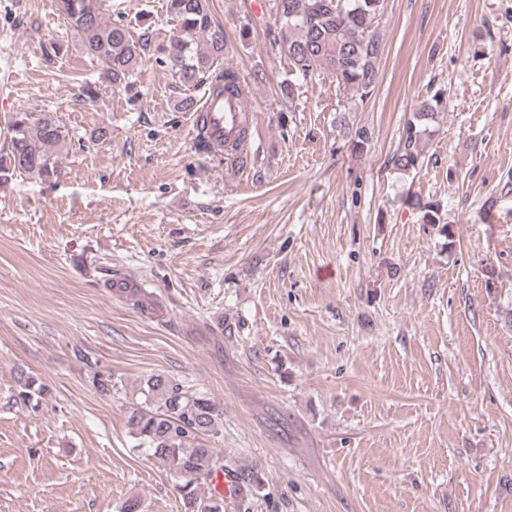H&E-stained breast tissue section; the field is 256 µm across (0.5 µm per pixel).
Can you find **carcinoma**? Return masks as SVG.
I'll list each match as a JSON object with an SVG mask.
<instances>
[{
  "label": "carcinoma",
  "instance_id": "cac0c4a2",
  "mask_svg": "<svg viewBox=\"0 0 512 512\" xmlns=\"http://www.w3.org/2000/svg\"><path fill=\"white\" fill-rule=\"evenodd\" d=\"M105 2L58 0V7L107 83L130 84L137 65L153 58L182 86L204 84L214 95L224 97L239 96L248 89L232 68H214L215 63L224 60L227 42L223 29L214 21L209 0H166L176 32L157 43L133 38L118 21H104ZM267 6L273 19L267 33L270 48L285 56L290 68L288 79L280 85L283 99L293 103L304 82L324 74L362 100L372 95L383 52V40L372 29L380 0H267ZM446 108L447 100L435 94L412 113L402 134V145L391 158L396 169L409 174L423 167L419 143ZM9 131L10 141L0 149V178L17 173H54L58 159L53 157V148L64 141L56 116L43 113L32 120L23 112L10 124ZM348 135L352 151L362 154L367 150L371 138L368 129L360 127L348 131ZM407 204L419 210L424 223L437 225L446 237H452L438 204L417 196L409 197ZM112 293L140 310L156 309V302L145 291L116 288ZM48 394L41 380L23 375L15 401L30 405ZM139 394L140 401L127 415L135 448L169 465L186 512H222L224 498L216 496L213 504L204 506L199 487L224 471V457L203 443V438L219 433L224 413L208 394L162 374L146 376Z\"/></svg>",
  "mask_w": 512,
  "mask_h": 512
}]
</instances>
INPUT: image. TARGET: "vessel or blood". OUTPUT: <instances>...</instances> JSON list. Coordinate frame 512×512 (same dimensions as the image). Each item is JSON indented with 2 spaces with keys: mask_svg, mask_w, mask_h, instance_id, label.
<instances>
[{
  "mask_svg": "<svg viewBox=\"0 0 512 512\" xmlns=\"http://www.w3.org/2000/svg\"><path fill=\"white\" fill-rule=\"evenodd\" d=\"M255 115L246 109L240 96L205 97L202 109L193 116L194 127L205 128L208 135L206 151L220 157L224 154V142L234 139L244 125L254 122ZM214 488L222 490L225 499L237 498L243 492L240 472L229 469L212 480Z\"/></svg>",
  "mask_w": 512,
  "mask_h": 512,
  "instance_id": "1",
  "label": "vessel or blood"
}]
</instances>
